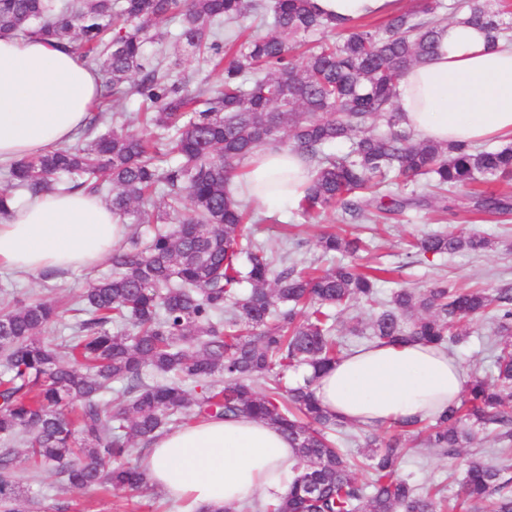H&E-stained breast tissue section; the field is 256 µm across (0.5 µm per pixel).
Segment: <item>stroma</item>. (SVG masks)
<instances>
[{
  "label": "stroma",
  "instance_id": "35a3bbf8",
  "mask_svg": "<svg viewBox=\"0 0 512 512\" xmlns=\"http://www.w3.org/2000/svg\"><path fill=\"white\" fill-rule=\"evenodd\" d=\"M266 220L251 225L253 237L265 243L273 254H280L282 248H289L291 257L298 267L310 265L317 259L319 251L316 242L321 234L340 230L339 213L329 210L303 220L296 214L295 204L278 202L264 209ZM472 227L495 241L492 250L475 254L460 252L451 256L435 258L430 262L407 257L405 241L409 234L445 231L450 227ZM351 232L360 236H373V249L362 255L360 265L387 267L391 273L379 283L381 297H388L393 288L406 285L425 289L434 279L447 278L450 284L468 287L474 284L488 289L498 288L503 282L512 283V215L507 218L482 216L464 210L438 218L429 209L410 210L388 224H381L375 230L354 224ZM108 264L92 269H78L65 274L36 273L16 276L0 271V309L13 306L16 298L29 295L47 300H62L80 293L89 282L108 273ZM467 334L465 343L453 350L455 359L465 374H487L492 362L491 341L495 336V325L488 319L465 321L461 324ZM512 464V450L500 451L491 435L476 433L455 453L443 455L435 449L409 444L408 451L400 464V473L418 487L433 485L446 487L449 497H456L460 490L459 481L466 461L473 453ZM18 481L29 488L40 501L37 512H55L57 504L70 505L71 512H181L179 502L165 495L142 496L118 490H72L64 486L51 472H33L28 467L17 471Z\"/></svg>",
  "mask_w": 512,
  "mask_h": 512
}]
</instances>
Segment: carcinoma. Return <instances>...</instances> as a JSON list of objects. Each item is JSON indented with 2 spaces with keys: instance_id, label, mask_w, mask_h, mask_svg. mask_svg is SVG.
Segmentation results:
<instances>
[{
  "instance_id": "1",
  "label": "carcinoma",
  "mask_w": 512,
  "mask_h": 512,
  "mask_svg": "<svg viewBox=\"0 0 512 512\" xmlns=\"http://www.w3.org/2000/svg\"><path fill=\"white\" fill-rule=\"evenodd\" d=\"M264 9L262 0H0V34L42 36L95 55L106 75L100 99L116 106L136 97L146 124L168 133L153 139L131 131L123 113L99 106L80 147L6 170L0 214L8 199L82 190L105 198L122 224L159 228L113 249L111 274L75 299L78 320L65 343L46 337L61 320L51 301L22 297L0 312V512H21L17 502L28 494L16 479V440L26 462L71 488L139 491L147 482L127 463L136 442L209 418L261 420L293 442L295 476L278 501H249L241 512H448L443 490L397 475L406 437L424 432L428 447L448 454L475 429L512 445V284L490 294L437 279L384 300L375 288L381 268L348 261L309 272L286 255L274 261L244 228L259 204L227 190L247 157L278 144L314 163L298 212L338 208L342 224L420 207L414 189L389 193L397 182L424 180L446 212L470 184L512 181V144L417 141L394 103L401 77L435 52L442 10L465 13L493 45L512 27L484 0H421L419 10H396L374 27L327 18L311 0H273L272 32L225 35ZM149 40L211 66L218 84L189 89L146 53ZM342 142L347 152L328 151ZM471 203L480 213H512L507 195L478 194ZM318 245L348 258L367 247L336 233ZM489 245L461 228L415 239L410 256ZM359 301L372 311V343L411 340L450 351L465 340L461 320L491 311L503 331L492 343V379L475 374L446 411L394 425L384 444L365 441V480L332 439L346 424L311 390L317 373L350 352L336 311ZM301 367L311 376L285 385ZM258 380L267 388L256 390ZM186 383L200 393L191 396ZM462 499L512 512V465L469 461Z\"/></svg>"
}]
</instances>
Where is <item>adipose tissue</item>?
<instances>
[{"label":"adipose tissue","mask_w":512,"mask_h":512,"mask_svg":"<svg viewBox=\"0 0 512 512\" xmlns=\"http://www.w3.org/2000/svg\"><path fill=\"white\" fill-rule=\"evenodd\" d=\"M341 22L388 13L394 0H311ZM101 88V74L75 51L35 36H0V164L75 142ZM403 126L442 143L512 141V42L489 45L465 18L440 33L437 54L414 64L397 85ZM234 179L265 205L300 200L308 161L263 148ZM109 205L81 191L48 192L0 214V270L18 274L91 269L124 237ZM465 383L447 352L419 342L360 349L318 374L313 391L339 419L379 427L442 412ZM294 453L281 430L247 418H212L157 437L141 455L146 482L183 512H239L254 494L277 501Z\"/></svg>","instance_id":"obj_1"}]
</instances>
